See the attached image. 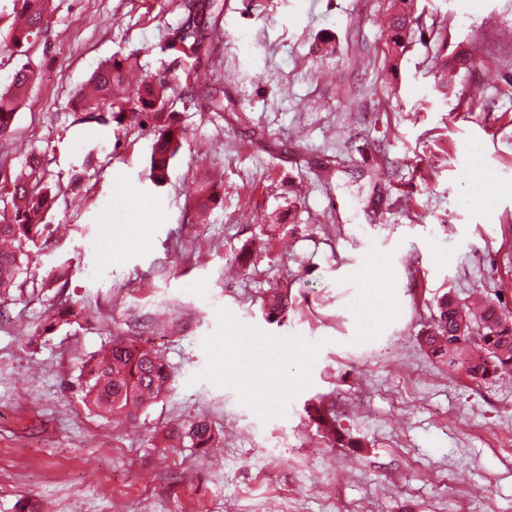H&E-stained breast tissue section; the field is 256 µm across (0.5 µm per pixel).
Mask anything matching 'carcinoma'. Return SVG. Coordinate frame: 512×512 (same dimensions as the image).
Returning a JSON list of instances; mask_svg holds the SVG:
<instances>
[{
	"label": "carcinoma",
	"instance_id": "cac0c4a2",
	"mask_svg": "<svg viewBox=\"0 0 512 512\" xmlns=\"http://www.w3.org/2000/svg\"><path fill=\"white\" fill-rule=\"evenodd\" d=\"M46 0H18L25 16L23 26L13 30L10 45L3 50L13 59L20 49L48 29ZM411 0H400L388 25L393 49L403 44L413 24ZM127 59H109L89 80L90 91H81L84 110L95 112L107 106L111 112H124L123 104L112 102V87L127 74ZM35 74L28 64H16L9 86L0 90V137L8 135ZM167 78L144 79L133 91L136 109L151 114L159 127L151 147L150 178L159 186L167 177L171 161L182 145V130L168 111ZM5 196L13 207L8 220L0 221V291L19 288V276L29 263L31 248L49 225L44 217L52 204V188L46 183L40 160L32 156L7 189ZM288 308V293L273 289L265 309L274 321ZM421 346L451 373H462L474 381H486L501 372L512 371V322L497 313L487 301L459 302L446 293L438 300L436 314L421 336ZM79 380L86 399L105 415L147 408L164 394L171 370L157 350L133 338L112 339L103 358L83 360ZM178 443L190 448H208L215 440L212 426L204 419L188 422L174 435Z\"/></svg>",
	"mask_w": 512,
	"mask_h": 512
}]
</instances>
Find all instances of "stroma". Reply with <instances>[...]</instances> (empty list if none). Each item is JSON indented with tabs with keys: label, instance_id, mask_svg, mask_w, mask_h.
Here are the masks:
<instances>
[{
	"label": "stroma",
	"instance_id": "obj_1",
	"mask_svg": "<svg viewBox=\"0 0 512 512\" xmlns=\"http://www.w3.org/2000/svg\"><path fill=\"white\" fill-rule=\"evenodd\" d=\"M182 2L53 0L26 47L0 187L35 153L55 201L0 297V512H512V379L419 341L447 292L512 316V0H414L396 51L394 0H214L190 50ZM469 46L479 68L436 88ZM111 57L178 83L164 185L150 115L77 103ZM63 305L84 319L44 331ZM116 336L173 373L131 422L77 383ZM198 418L222 447L171 441Z\"/></svg>",
	"mask_w": 512,
	"mask_h": 512
}]
</instances>
